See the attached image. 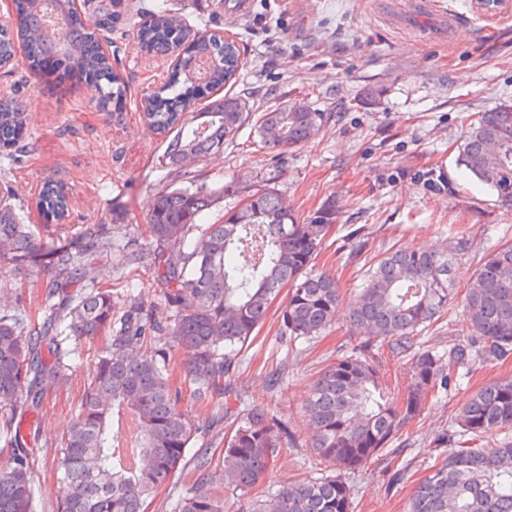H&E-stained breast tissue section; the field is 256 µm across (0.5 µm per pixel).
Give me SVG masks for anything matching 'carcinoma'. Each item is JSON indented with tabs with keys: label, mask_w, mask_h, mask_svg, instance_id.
<instances>
[{
	"label": "carcinoma",
	"mask_w": 512,
	"mask_h": 512,
	"mask_svg": "<svg viewBox=\"0 0 512 512\" xmlns=\"http://www.w3.org/2000/svg\"><path fill=\"white\" fill-rule=\"evenodd\" d=\"M140 31L149 50L176 27L166 5ZM93 31L76 27L73 11L60 0H25L18 30L0 27V64L16 48L32 60L56 55L95 76L100 106L124 93L110 58L91 49ZM235 42L200 37L183 58L182 84L166 86L146 108L155 129L174 132L164 154L175 176L185 178L186 158H202L224 147L251 117L238 96L224 95L198 110L194 102L229 81L239 67ZM212 63L207 82L196 64ZM323 113L305 104L263 115L261 141L272 148H296L318 133ZM21 108L0 101V142L23 139ZM472 179L512 199V103L481 113L468 127L458 155ZM224 190L190 179V186L158 195L147 224L101 225L83 243L44 242L25 224L10 198L0 196V281L35 277L44 288L40 323L19 309L0 311V435L9 449L0 464V512H35L34 448L48 395L83 358L82 343L109 333L93 357V373L78 412L61 438L58 468L60 512H145L147 499L191 468L194 481L177 499L174 512H225L224 491L248 492L262 482L295 435L270 405H252L234 418L218 458L198 450L187 455L198 428L180 410L181 391L169 378L172 356H186L185 375L195 397L224 407L235 359L264 322L282 288L288 299L278 316L280 336L293 346L321 336L336 320L342 295L336 278L312 268L336 221L331 201L300 220L272 188L210 223L207 211ZM38 205L45 215H65L61 187L44 185ZM142 233L143 251L127 254L133 272L153 269L157 298L170 310L164 324L152 320L142 293L97 286L90 257L112 253L115 229ZM468 251L456 237L451 248L396 249L366 271L350 298L349 323L356 342L312 382L304 411L312 430L315 470L298 483L281 486L238 512H352L353 487L346 474L390 447L399 432L422 414L429 397L448 389L461 368L512 356V245L493 252L478 267L463 299V319L454 329L466 337L440 353L417 340L422 329L448 312L450 276L457 256ZM407 364L398 397L385 387L383 349ZM457 430L447 435L448 454L430 467L414 488L408 512H512V379L492 380L461 408ZM499 436L483 444L487 434Z\"/></svg>",
	"instance_id": "obj_1"
}]
</instances>
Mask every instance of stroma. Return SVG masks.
Listing matches in <instances>:
<instances>
[{
    "label": "stroma",
    "instance_id": "35a3bbf8",
    "mask_svg": "<svg viewBox=\"0 0 512 512\" xmlns=\"http://www.w3.org/2000/svg\"><path fill=\"white\" fill-rule=\"evenodd\" d=\"M158 2L90 0L78 10L89 26L112 16L97 38L126 93L108 109L98 107L90 84L57 85L44 63L24 53L0 68V98L21 104L24 124L21 142L0 146V190L25 223L43 226L46 240L77 243L116 217L144 223L154 198L181 185L162 160L166 135L143 118L145 98L175 72L172 56L143 49L138 38ZM167 8L186 38L215 33L237 44L238 72L222 93L240 96L257 115L299 102L326 115L319 133L294 149L265 147L249 124L222 150L187 160L188 172L224 191L208 221L264 187L301 219L335 202L336 223L314 264L333 273L348 296L385 251L433 249L463 233L470 248L451 276L458 300L423 333L429 345L447 350L475 270L493 250L512 244V202L456 162L468 124L512 102V0H425L419 8L414 0H247L241 8L232 0H168ZM371 89L379 101L366 100ZM50 181L63 186L68 215L49 224L37 202ZM359 227L368 236L360 252L349 238ZM144 246L137 234H114L111 254L94 259L101 286L116 287L123 256ZM277 329L276 316L268 315L231 378L235 394L223 399L231 413L244 401L273 403L296 437L260 487L263 495L313 471L302 404L310 382L349 340L347 308L339 306L332 330L311 344L286 348ZM91 359L84 354L40 414L36 512H57L58 442L91 376ZM275 367L283 383L274 393ZM498 378H512V358L475 365L429 400L394 450L350 475L353 512H406L414 485L441 453L438 439L453 431L470 396Z\"/></svg>",
    "mask_w": 512,
    "mask_h": 512
}]
</instances>
